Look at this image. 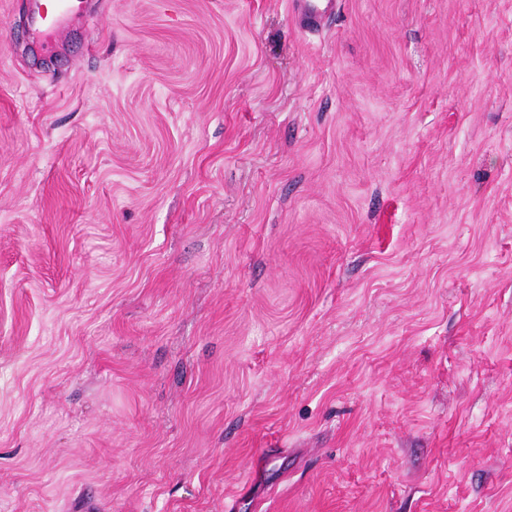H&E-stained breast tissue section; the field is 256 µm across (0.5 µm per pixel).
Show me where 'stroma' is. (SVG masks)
I'll use <instances>...</instances> for the list:
<instances>
[{
	"mask_svg": "<svg viewBox=\"0 0 512 512\" xmlns=\"http://www.w3.org/2000/svg\"><path fill=\"white\" fill-rule=\"evenodd\" d=\"M0 0V512H512V0ZM75 1L76 0H42L43 10L39 15V19L43 29L56 33V31H58V17L69 12ZM293 6L309 27H318L333 13L335 0H293Z\"/></svg>",
	"mask_w": 512,
	"mask_h": 512,
	"instance_id": "35a3bbf8",
	"label": "stroma"
}]
</instances>
